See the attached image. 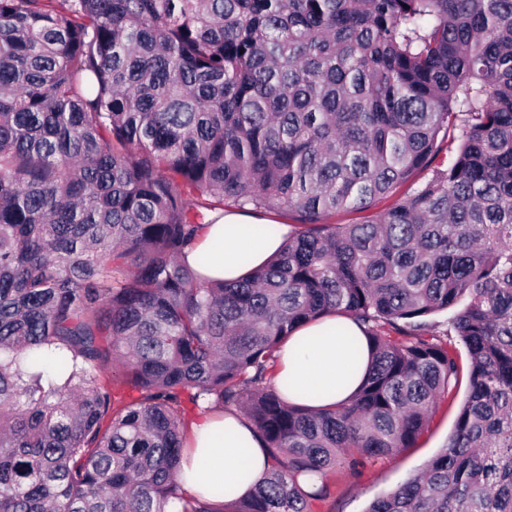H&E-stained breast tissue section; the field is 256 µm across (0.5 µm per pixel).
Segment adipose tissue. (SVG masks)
Listing matches in <instances>:
<instances>
[{
    "label": "adipose tissue",
    "mask_w": 512,
    "mask_h": 512,
    "mask_svg": "<svg viewBox=\"0 0 512 512\" xmlns=\"http://www.w3.org/2000/svg\"><path fill=\"white\" fill-rule=\"evenodd\" d=\"M254 216L229 212L206 225L194 252L211 254V262L201 267L208 279L234 281L250 270L264 266L280 249L281 237L255 238L248 230ZM247 262H240V255ZM359 330L345 317L330 316L297 329L283 346L275 384L290 380V402L322 407L348 401L359 386L368 366V354L351 358L349 339ZM207 469H200V461ZM248 468L251 479L243 482L237 474ZM181 486L186 497L206 500L212 484H227V500L246 496L253 481L261 479L267 462L264 443L250 424L234 412H204L191 424L183 455Z\"/></svg>",
    "instance_id": "ef3b65f1"
}]
</instances>
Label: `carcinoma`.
<instances>
[{"instance_id": "carcinoma-1", "label": "carcinoma", "mask_w": 512, "mask_h": 512, "mask_svg": "<svg viewBox=\"0 0 512 512\" xmlns=\"http://www.w3.org/2000/svg\"><path fill=\"white\" fill-rule=\"evenodd\" d=\"M226 200L296 224L206 280ZM335 314L363 384L285 401L279 348ZM464 369L448 444L367 512H512V0H0V512H314ZM215 407L271 460L230 511L180 494Z\"/></svg>"}]
</instances>
